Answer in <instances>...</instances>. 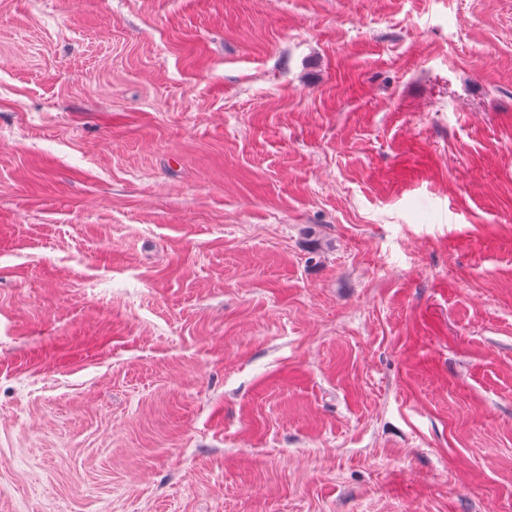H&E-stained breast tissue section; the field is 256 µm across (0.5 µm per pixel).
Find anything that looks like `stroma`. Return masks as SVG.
Wrapping results in <instances>:
<instances>
[{
	"mask_svg": "<svg viewBox=\"0 0 512 512\" xmlns=\"http://www.w3.org/2000/svg\"><path fill=\"white\" fill-rule=\"evenodd\" d=\"M0 512H512V0H0Z\"/></svg>",
	"mask_w": 512,
	"mask_h": 512,
	"instance_id": "1",
	"label": "stroma"
}]
</instances>
